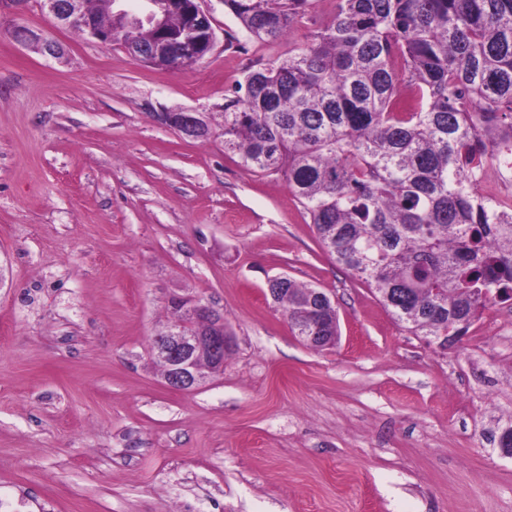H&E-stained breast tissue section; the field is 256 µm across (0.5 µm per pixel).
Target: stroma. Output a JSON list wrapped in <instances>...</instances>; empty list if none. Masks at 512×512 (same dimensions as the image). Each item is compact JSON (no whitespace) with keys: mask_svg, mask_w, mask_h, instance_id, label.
<instances>
[{"mask_svg":"<svg viewBox=\"0 0 512 512\" xmlns=\"http://www.w3.org/2000/svg\"><path fill=\"white\" fill-rule=\"evenodd\" d=\"M212 51L179 70L0 0V501L23 512H512V301L445 350L336 266L283 177L224 150L246 65L332 20L312 0L259 44L202 0ZM28 28L63 58L17 41ZM199 112L203 141L162 123ZM287 275L332 297L315 350L267 294ZM223 312V375L167 388L150 340L171 296Z\"/></svg>","mask_w":512,"mask_h":512,"instance_id":"35a3bbf8","label":"stroma"}]
</instances>
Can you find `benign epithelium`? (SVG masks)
<instances>
[{
	"label": "benign epithelium",
	"mask_w": 512,
	"mask_h": 512,
	"mask_svg": "<svg viewBox=\"0 0 512 512\" xmlns=\"http://www.w3.org/2000/svg\"><path fill=\"white\" fill-rule=\"evenodd\" d=\"M43 9L56 23L71 28L81 26L84 31L102 42L123 40L112 24L99 25L91 18L85 0H42ZM160 0H141L143 19L157 27L163 26L166 15L158 13ZM22 41L34 45L44 54L57 57L61 46L32 31L25 30ZM166 123L187 135L201 131L197 113L176 112L166 117ZM171 304L183 311V320L155 338L152 355L163 369L164 384L174 390L193 392L210 377L224 373V355L230 349L231 337L224 330V313L198 299L175 297Z\"/></svg>",
	"instance_id": "1"
}]
</instances>
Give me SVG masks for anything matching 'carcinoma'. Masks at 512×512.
Instances as JSON below:
<instances>
[{
    "label": "carcinoma",
    "instance_id": "carcinoma-1",
    "mask_svg": "<svg viewBox=\"0 0 512 512\" xmlns=\"http://www.w3.org/2000/svg\"><path fill=\"white\" fill-rule=\"evenodd\" d=\"M310 0H224L247 35L274 43ZM112 26L177 70L212 45L178 9L163 30ZM414 92L400 95V86ZM224 151L280 174L337 266L407 330L464 336L479 308L512 301V207L477 195L465 165L512 136V0H337L333 20L224 100ZM296 336L331 322L317 288L276 281Z\"/></svg>",
    "mask_w": 512,
    "mask_h": 512
}]
</instances>
